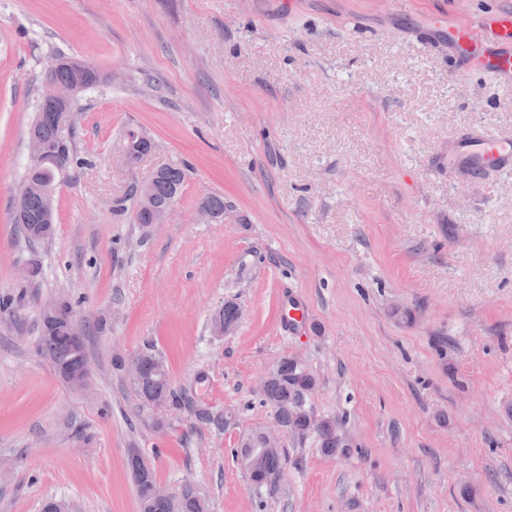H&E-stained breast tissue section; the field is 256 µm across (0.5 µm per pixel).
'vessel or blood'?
I'll list each match as a JSON object with an SVG mask.
<instances>
[{
	"label": "vessel or blood",
	"instance_id": "vessel-or-blood-1",
	"mask_svg": "<svg viewBox=\"0 0 512 512\" xmlns=\"http://www.w3.org/2000/svg\"><path fill=\"white\" fill-rule=\"evenodd\" d=\"M454 60L462 67L512 80V11L484 16L477 26L453 25L445 32ZM449 163L483 175L512 169V140L476 129L462 135L448 150Z\"/></svg>",
	"mask_w": 512,
	"mask_h": 512
}]
</instances>
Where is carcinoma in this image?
Here are the masks:
<instances>
[{
  "label": "carcinoma",
  "mask_w": 512,
  "mask_h": 512,
  "mask_svg": "<svg viewBox=\"0 0 512 512\" xmlns=\"http://www.w3.org/2000/svg\"><path fill=\"white\" fill-rule=\"evenodd\" d=\"M65 64L52 77L54 81L73 83L82 92L100 85L103 76L96 70L81 75L74 69L75 60L64 58ZM74 113L63 105H58L49 98H43L37 105L35 118L29 128V135L58 144L65 143L66 152L53 157L52 164L44 169L26 167L24 182L54 183L58 169L68 170L76 163V144L74 140ZM188 175V164L174 161L160 169L150 186L135 185L129 199L135 203L136 220L140 224L149 222L155 214L178 199ZM200 204L206 206L217 219L224 218V197L210 194L203 197ZM28 222L22 225L24 234L31 241H43L50 236L41 233V224L48 210L47 198L38 192L28 193L21 202ZM42 347L51 356L54 363L64 365L74 372L86 374L87 361L84 343L76 342L68 326L56 322L52 328L42 327ZM316 386V378L304 367H296L286 358L277 362L268 382L262 403L271 407L286 431V435L305 437L312 433L311 423L297 409L305 392ZM133 388L141 401L148 402L164 393L176 409L188 410L199 408L198 402L186 393L174 388L169 379L167 367L161 357L146 351L140 378L133 383ZM318 447L327 456L344 453L347 445L337 433V422L327 418L322 424L321 432L315 433ZM286 464L284 450L255 459L246 470L250 482L258 485L265 481L269 471L281 469ZM140 512H205L196 494L187 491L172 500L157 498L153 495L152 485L156 476L152 467L143 464L141 471L133 472Z\"/></svg>",
  "instance_id": "obj_1"
}]
</instances>
